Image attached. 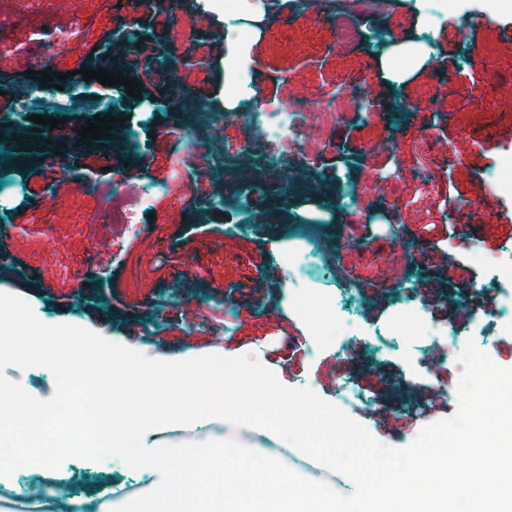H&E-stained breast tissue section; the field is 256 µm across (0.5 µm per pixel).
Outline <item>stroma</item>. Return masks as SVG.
I'll use <instances>...</instances> for the list:
<instances>
[{
  "label": "stroma",
  "instance_id": "stroma-1",
  "mask_svg": "<svg viewBox=\"0 0 512 512\" xmlns=\"http://www.w3.org/2000/svg\"><path fill=\"white\" fill-rule=\"evenodd\" d=\"M26 8L49 16L54 29L79 17L93 23L68 42L65 54L30 41L17 30L21 51L0 54V93L9 109L0 122L13 124L17 147L0 155V291L25 298L47 324L70 323L109 341L122 342L159 360L216 353L227 357L262 351V363L279 381L307 388L338 404L341 389L356 395L347 414L378 443L408 445L424 425L414 412L425 386H455L457 362L467 341L499 366L512 368V321L486 312L492 304L490 278L512 292V192L493 188L490 175L512 166V137L491 139L490 125L512 128V100L497 94L512 82V9L500 0H449L446 19L434 21L426 0H392L384 12L354 16L355 45L337 44L335 25L315 20L299 0L266 14L243 41L232 39L218 0H184L182 10L161 25L151 12H133L132 0H26ZM134 15L135 32L179 60L184 97L157 83L150 59L130 65L106 34L124 36L118 21ZM475 23L474 39L452 40L454 25ZM392 54L412 59L392 73L383 63ZM242 56L255 76L251 92L273 103L311 102L331 92L344 94L347 110L314 156L296 152L288 167L272 174L256 154L240 152L249 126L225 98L238 81L225 66ZM106 69L136 81L133 98L113 86L117 122L108 137L81 140L75 133L93 121L104 87L92 79L80 96L63 91L48 105L22 106L32 72L57 77L76 69ZM167 99L164 111L155 104ZM204 103L222 120L214 138L208 119L196 116ZM378 115H369L368 105ZM59 117L69 138L44 144L32 115ZM186 136H179L180 128ZM149 188L166 185L132 233L92 223L102 214L100 186L116 171ZM89 176L91 189L76 192L72 179ZM295 191L280 193V178ZM386 180L385 195H361L364 183ZM432 182L433 193L456 186L446 214L428 201L411 204V185ZM67 195L47 207L48 193ZM481 196L497 211L496 227L473 234L463 207ZM447 224L442 247L448 273L439 277L422 225ZM352 224L371 225L369 239L351 238ZM108 235L100 249L92 235ZM404 240L394 263L386 253L392 239ZM340 273L355 325L344 339L328 333L320 317L323 290L296 292L285 260L303 245ZM501 255L490 271L472 253ZM195 324H186L185 311ZM443 326L427 335V324ZM304 341L303 356L276 359L271 350L283 334ZM452 344V356L442 347ZM70 494L92 500L99 492L130 483L123 465L105 468L78 458L65 460Z\"/></svg>",
  "mask_w": 512,
  "mask_h": 512
}]
</instances>
